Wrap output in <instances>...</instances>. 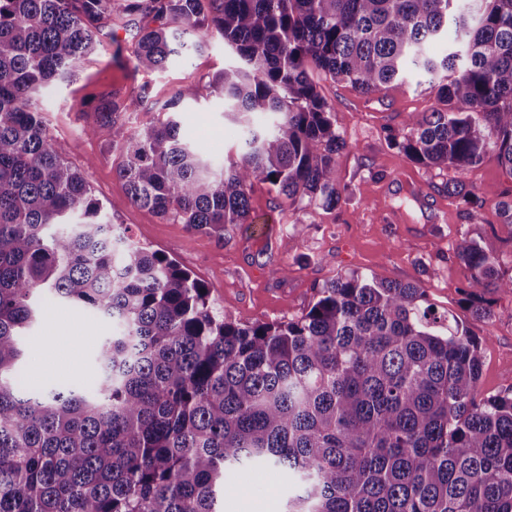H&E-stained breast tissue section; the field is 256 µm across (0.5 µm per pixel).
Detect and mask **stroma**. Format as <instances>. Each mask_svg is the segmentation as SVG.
<instances>
[{
    "mask_svg": "<svg viewBox=\"0 0 512 512\" xmlns=\"http://www.w3.org/2000/svg\"><path fill=\"white\" fill-rule=\"evenodd\" d=\"M131 51L129 31L116 29L114 41L85 61L76 80L41 98L42 116L59 155L82 171L107 222L127 227L136 243L175 259L204 281L215 307L232 320L299 318L318 289L340 274L416 283L439 311H450L473 336L485 340L481 393L496 395L512 386V294L490 286L474 288V295L490 304L493 317L473 318L461 293L470 274L455 256L458 241L472 238L499 255L502 272L512 274V224L503 223L497 211L498 202L512 191V177L492 154L478 167L459 171L418 166L388 145V130L403 129L409 113L435 106L436 94L428 84L409 80L365 96L347 83L316 75L317 89L335 106L336 127L347 142L337 158L336 174L352 190L355 204L301 211L258 183L251 204L253 214L269 220L264 233L239 224L218 237L131 205L123 182L113 173L117 150L89 129L101 99L115 92L131 98L144 85L148 97L127 113V126L137 130L163 122L166 103L179 86L190 81L207 85L235 58L214 38L204 54L144 73L134 70ZM180 121L184 134L207 148L215 167L239 149L240 129L225 116L222 97L188 103ZM456 177L472 183L485 199L478 215L448 198L444 186ZM108 331L107 324L92 323L72 307H51L30 342L62 348L63 363L37 377L33 369L38 357L29 353L21 372L23 385L38 389L88 380L96 340ZM227 484L223 512H285L288 480L277 470L248 467L230 476Z\"/></svg>",
    "mask_w": 512,
    "mask_h": 512,
    "instance_id": "1",
    "label": "stroma"
}]
</instances>
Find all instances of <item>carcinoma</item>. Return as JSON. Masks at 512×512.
<instances>
[{"mask_svg":"<svg viewBox=\"0 0 512 512\" xmlns=\"http://www.w3.org/2000/svg\"><path fill=\"white\" fill-rule=\"evenodd\" d=\"M114 19L136 28L137 70L213 35L238 58L166 104L224 96L241 155L221 170L174 117L126 127L142 94L96 109L129 202L163 219L222 238L254 223L257 182L303 208L352 200L315 71L363 95L414 71L439 79V107L409 113L388 144L440 169L493 152L512 175V0H0V512H221L226 472L252 463L295 477L286 512H512V387L481 394L485 341L417 284L352 273L296 320H228L188 271L103 220L39 98L104 48ZM445 189L485 206L461 181ZM455 257L469 286L512 293L477 240ZM47 301L112 321L90 391L20 381ZM464 303L492 315L467 291Z\"/></svg>","mask_w":512,"mask_h":512,"instance_id":"cac0c4a2","label":"carcinoma"}]
</instances>
